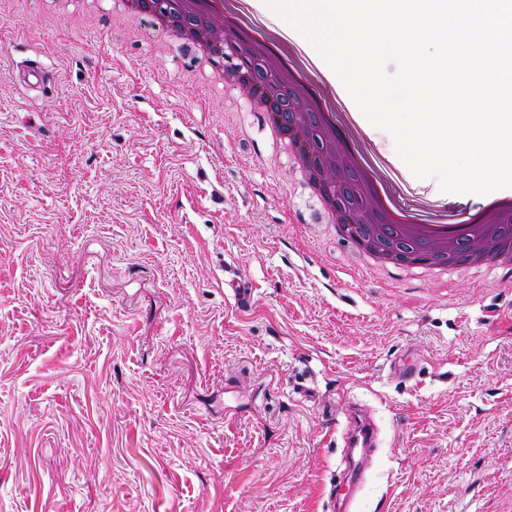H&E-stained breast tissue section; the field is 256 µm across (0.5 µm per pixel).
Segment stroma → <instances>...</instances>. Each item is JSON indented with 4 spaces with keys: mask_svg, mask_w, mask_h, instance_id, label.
<instances>
[{
    "mask_svg": "<svg viewBox=\"0 0 512 512\" xmlns=\"http://www.w3.org/2000/svg\"><path fill=\"white\" fill-rule=\"evenodd\" d=\"M229 9L320 63L268 5ZM190 66L113 0H0V512H333L358 405L356 512H512V268L359 271L264 118ZM388 184L434 220L482 209ZM357 433L361 439V453L359 455L358 460H355L352 457V461L349 465L346 485L348 486V493L351 502L354 501V497L356 492L358 491L361 483V475L364 467L368 464V456H367V448L372 447V432L371 425L367 422H363L360 420V424L356 425Z\"/></svg>",
    "mask_w": 512,
    "mask_h": 512,
    "instance_id": "1",
    "label": "stroma"
}]
</instances>
